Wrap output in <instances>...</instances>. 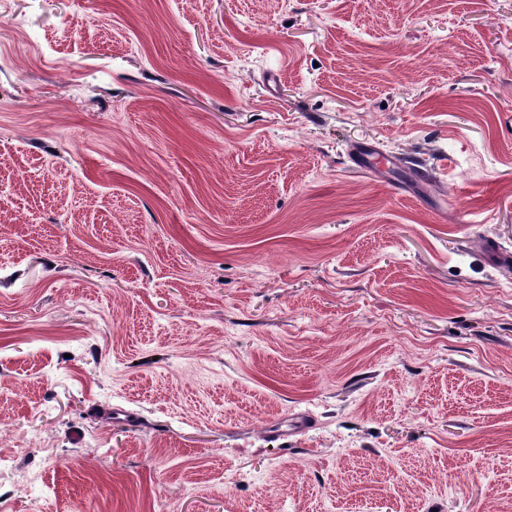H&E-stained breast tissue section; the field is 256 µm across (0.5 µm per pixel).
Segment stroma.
Masks as SVG:
<instances>
[{"instance_id":"stroma-1","label":"stroma","mask_w":512,"mask_h":512,"mask_svg":"<svg viewBox=\"0 0 512 512\" xmlns=\"http://www.w3.org/2000/svg\"><path fill=\"white\" fill-rule=\"evenodd\" d=\"M493 246L512 0H0V512H512Z\"/></svg>"}]
</instances>
